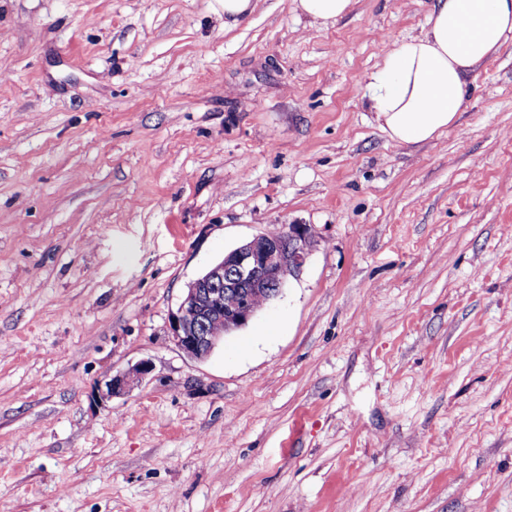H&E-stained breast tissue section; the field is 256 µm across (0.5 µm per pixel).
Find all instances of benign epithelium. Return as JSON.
<instances>
[{
  "instance_id": "7a95c632",
  "label": "benign epithelium",
  "mask_w": 512,
  "mask_h": 512,
  "mask_svg": "<svg viewBox=\"0 0 512 512\" xmlns=\"http://www.w3.org/2000/svg\"><path fill=\"white\" fill-rule=\"evenodd\" d=\"M311 228L290 224L279 235L260 234L229 252L187 288L171 317L181 352L206 359L224 335L257 314L255 299L272 300L306 263Z\"/></svg>"
}]
</instances>
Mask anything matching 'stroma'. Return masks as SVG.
Returning a JSON list of instances; mask_svg holds the SVG:
<instances>
[{
	"label": "stroma",
	"instance_id": "1",
	"mask_svg": "<svg viewBox=\"0 0 512 512\" xmlns=\"http://www.w3.org/2000/svg\"><path fill=\"white\" fill-rule=\"evenodd\" d=\"M431 2L0 0V512H512V43L433 141L366 107ZM289 224L184 355L188 284ZM224 10V28L230 30L240 25L254 11L256 0H218ZM354 0H294L295 10L310 24H325L346 15ZM311 228L289 224L280 235L260 234L224 255L187 288L171 317L172 337L181 352L206 359L224 335L257 314L254 301L267 302L306 263Z\"/></svg>",
	"mask_w": 512,
	"mask_h": 512
}]
</instances>
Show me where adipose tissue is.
<instances>
[{
	"mask_svg": "<svg viewBox=\"0 0 512 512\" xmlns=\"http://www.w3.org/2000/svg\"><path fill=\"white\" fill-rule=\"evenodd\" d=\"M512 40V0H434L419 35L393 44L366 77L369 109L397 143L452 126L478 64Z\"/></svg>",
	"mask_w": 512,
	"mask_h": 512,
	"instance_id": "obj_1",
	"label": "adipose tissue"
}]
</instances>
